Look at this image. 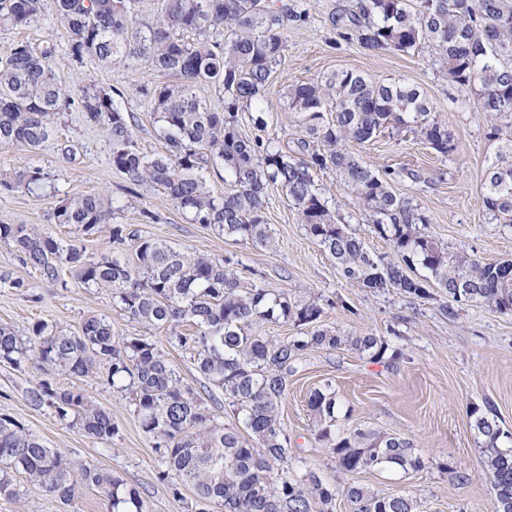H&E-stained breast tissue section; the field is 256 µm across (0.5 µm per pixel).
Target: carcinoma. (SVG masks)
<instances>
[{
    "mask_svg": "<svg viewBox=\"0 0 512 512\" xmlns=\"http://www.w3.org/2000/svg\"><path fill=\"white\" fill-rule=\"evenodd\" d=\"M134 0H55L57 19L65 29L70 60L97 57L111 63L144 62L153 71L178 82L146 91L167 152L141 153L132 136L134 117L104 91H83L74 97L55 80V47L34 50L17 42L0 56V145L38 150L53 138L56 116L80 103L85 117L100 123L112 142V167L134 185L151 183L197 224L226 236H238L269 249L273 231L265 221L267 190L285 192L307 233L336 261L341 278L373 292L390 289L422 298L429 284L441 288L451 303L480 302L512 312V260L485 263L451 253L422 232L427 217L410 199L393 189L399 172L375 170L343 149L350 139L365 142L392 124L405 125L435 152L449 157L456 150L447 127L433 117L434 107L419 88L354 72L338 70L322 80L295 85L284 95L308 138L325 146L298 141L290 155L270 141L240 134L238 112L254 109L255 126L264 125L262 93L280 64L285 26L299 28L307 13L294 7L273 10L262 0H162L158 17L143 24L133 16ZM40 0H0V24L23 27L37 20ZM339 41L367 51L409 53L424 46L435 50L438 65L463 90L478 88L488 121L489 140L497 143L487 167L483 202L491 219L512 224V129L498 119L512 116V0H353L331 17ZM230 31L224 43L209 40V31ZM195 39L187 41L184 33ZM203 84L224 90V110L208 107L196 94ZM331 167L368 212L375 231L387 239L397 260L372 255L363 240L336 218L315 185L316 171ZM224 170L229 191L213 195L204 171ZM44 174L27 169L15 180H0L11 192L40 186ZM99 199L65 198L54 209V223L74 225L86 234L107 223ZM112 243L130 244L136 264L116 255L84 257L77 242L38 232L27 224H0V244L16 250L26 265L48 283L62 272L84 288H109L112 301L150 327L174 329L184 322L191 335L175 336L192 345L197 367L224 392L242 428L224 426L188 396L159 349L143 337L112 336L104 318L88 317L79 334H69L38 321L21 336L0 324V362L30 364L46 378L31 389L29 402L54 409L61 422L76 423L91 438L109 440L112 418L80 391L55 387L53 372L87 376L107 366L112 387L132 395L142 430L154 440L164 470L180 486L193 490L201 503L218 502L224 512H332L334 494L319 476L307 470L290 478L274 470L288 462L279 407L288 374L300 352L334 350L345 342L373 358L388 344L379 336L350 340L317 326L323 314L315 301L291 302L266 288L245 287L228 260L214 261L179 250L164 241L143 239L122 224L112 225ZM421 266L426 276L409 271ZM292 321L314 330L291 341L248 333L257 321ZM319 440L329 444L347 473L367 468L422 467L413 445L400 435H376L361 428L336 432V392L314 391L308 401ZM483 438L482 453L498 512H512V433L503 430L492 405L470 411ZM247 435H242L241 431ZM22 474L66 502L82 487L95 488L111 503L112 512H145L138 493H120V481L95 465L75 467L14 420L0 417V497L17 496L13 474ZM345 493L355 512H418L410 495L381 496L351 484Z\"/></svg>",
    "mask_w": 512,
    "mask_h": 512,
    "instance_id": "obj_1",
    "label": "carcinoma"
}]
</instances>
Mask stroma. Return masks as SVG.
<instances>
[{"label": "stroma", "mask_w": 512, "mask_h": 512, "mask_svg": "<svg viewBox=\"0 0 512 512\" xmlns=\"http://www.w3.org/2000/svg\"><path fill=\"white\" fill-rule=\"evenodd\" d=\"M279 8L306 10L309 22L287 28L281 65L272 73L263 95L265 126L256 130L250 113L239 112L242 134L263 138L296 152L301 137L295 113L283 105L289 86L320 79L338 69L367 74L385 82H405L422 90L436 108V119L447 126L458 144L448 158L431 150L409 131L386 130L366 142L347 141L345 148L373 168L399 171L396 191L412 200L430 222L427 232L449 251L482 262L512 259V226L494 224L483 204L484 173L496 148L486 137V122L477 91H461L432 65L431 52L370 53L357 44H336L329 14L350 0H268ZM24 41L34 49L53 42L59 84L77 90L91 88L112 95L133 115L135 140L141 153H165L156 116L145 95L147 88L170 83L169 75L138 64H108L95 58L75 63L68 58L67 33L56 18L54 0H42L38 21L26 27H0V52ZM112 146L104 125L88 122L79 106L59 116L55 136L29 152L0 146V177L38 168L47 177L42 187L0 190V224H33L57 237L74 240L87 259L111 252L110 231L124 224L145 239L229 260L243 284H258L286 292L295 300L317 297L322 323L343 336L374 334L390 348L376 360L347 345L335 350L302 351L297 370L289 374L280 407L288 438L289 462L303 461L334 491L333 512H354L344 492L347 484L363 485L384 496L410 495L419 512H497L481 450V439L469 416L472 407L491 403L505 430L512 432V312L502 313L479 303L442 309L439 289L420 299L392 290L375 293L342 279L334 260L311 238L280 187H269L265 219L276 245L264 250L245 240L227 237L193 223L164 189L135 186L109 162ZM315 182L342 221L362 238L371 254L391 256L390 243L375 234L355 195L336 172L316 173ZM100 197L110 216L93 235L75 226L53 223L52 215L65 198ZM153 220H145L143 211ZM0 271L22 279V290L0 288V323L27 333L37 321L76 334L88 316L104 317L117 338L144 336L156 344L183 387L218 422L234 425L236 417L224 395L196 364L192 347L175 344L170 329L146 327L112 300L110 290L85 288L75 282L50 284L32 266L23 264L13 248L0 245ZM43 374L33 367L0 362V415H7L50 447L61 449L74 464L91 462L112 472L123 488L136 490L148 512H224L217 503L199 508L191 490L174 497L153 441L143 432L129 393L112 389L105 371L96 375L53 376L54 385L78 389L110 413L116 432L100 442L80 426L61 424L53 410L30 405L28 393ZM336 392V429L359 426L384 435H401L413 443L424 466L418 470L368 469L345 473L326 443L315 435L308 399L315 390ZM17 497L0 498V512H111L108 499L83 488L71 501L54 498L25 477L15 479Z\"/></svg>", "instance_id": "35a3bbf8"}]
</instances>
